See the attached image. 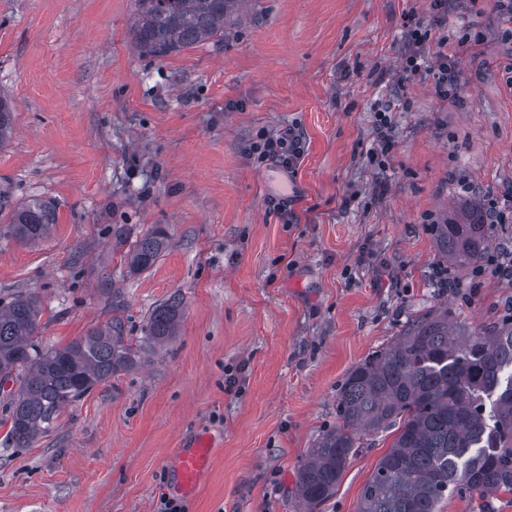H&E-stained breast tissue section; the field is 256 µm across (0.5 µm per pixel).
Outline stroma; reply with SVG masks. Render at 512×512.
Returning <instances> with one entry per match:
<instances>
[{"label":"stroma","instance_id":"1","mask_svg":"<svg viewBox=\"0 0 512 512\" xmlns=\"http://www.w3.org/2000/svg\"><path fill=\"white\" fill-rule=\"evenodd\" d=\"M135 0H0V92L14 107L0 148V304L38 297L35 341L60 347L112 321L136 364L65 405L25 448L7 440L0 388V512H292L296 475L336 423L346 372L415 318L447 307L480 330L512 313V219L489 225L482 274L436 273L433 225L472 200L512 211V23L497 0H243L223 40L157 58L135 49ZM442 25L456 98L432 76ZM419 53L423 78L399 83ZM393 105L378 158L375 107ZM305 141L292 171L251 159L261 134ZM51 201L57 222L23 243L12 207ZM287 200L285 223L274 208ZM167 247L130 273L127 253ZM179 297L163 346L150 312ZM236 385H228V375ZM209 436L207 476L171 486L175 449ZM393 433L351 457L318 512H357ZM441 512H512V492L451 493ZM167 237L163 230L156 229L144 235L133 248L128 266L132 272H142L154 265L166 247Z\"/></svg>","mask_w":512,"mask_h":512}]
</instances>
